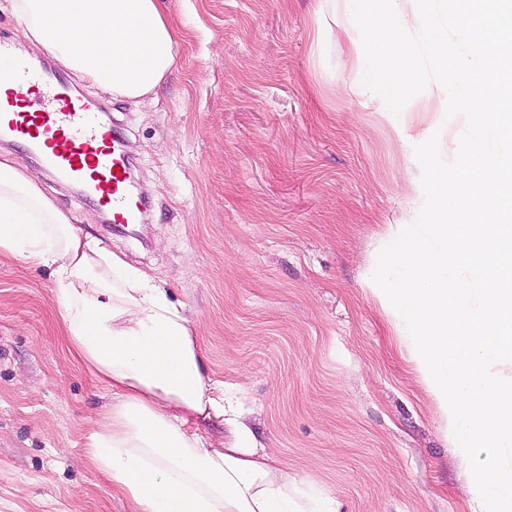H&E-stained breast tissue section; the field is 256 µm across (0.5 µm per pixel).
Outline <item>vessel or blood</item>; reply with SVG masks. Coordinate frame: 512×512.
Segmentation results:
<instances>
[{
  "label": "vessel or blood",
  "instance_id": "vessel-or-blood-1",
  "mask_svg": "<svg viewBox=\"0 0 512 512\" xmlns=\"http://www.w3.org/2000/svg\"><path fill=\"white\" fill-rule=\"evenodd\" d=\"M14 85L0 90V135L27 147L46 168L95 198L114 226L141 224L147 202L131 187V167L119 133L102 120L103 105L75 95L64 74L18 62Z\"/></svg>",
  "mask_w": 512,
  "mask_h": 512
}]
</instances>
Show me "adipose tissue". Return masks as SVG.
<instances>
[{"label": "adipose tissue", "instance_id": "adipose-tissue-1", "mask_svg": "<svg viewBox=\"0 0 512 512\" xmlns=\"http://www.w3.org/2000/svg\"><path fill=\"white\" fill-rule=\"evenodd\" d=\"M20 39L37 43L94 87L138 99L175 64L177 33L157 0H10ZM0 254L49 269L70 355L112 394L88 436L91 464L133 512H339L308 495L230 421L212 443L189 426L224 417L180 304L151 274L80 234L37 173L0 159Z\"/></svg>", "mask_w": 512, "mask_h": 512}]
</instances>
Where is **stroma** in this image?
<instances>
[{
	"instance_id": "obj_1",
	"label": "stroma",
	"mask_w": 512,
	"mask_h": 512,
	"mask_svg": "<svg viewBox=\"0 0 512 512\" xmlns=\"http://www.w3.org/2000/svg\"><path fill=\"white\" fill-rule=\"evenodd\" d=\"M176 64L149 95L106 100L149 197L136 233L22 147L82 234L182 304L212 379L258 447L340 512H481L470 467L412 359L399 314L370 292L379 251L423 191L415 145L457 151L439 83L400 115L362 84L348 0H159ZM47 269L0 255V512H130L90 464L111 393L69 354Z\"/></svg>"
}]
</instances>
